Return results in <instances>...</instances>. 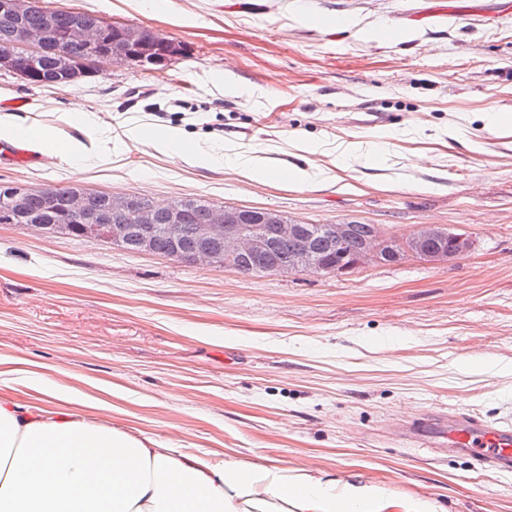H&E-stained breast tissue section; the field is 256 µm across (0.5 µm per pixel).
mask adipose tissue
<instances>
[{"mask_svg": "<svg viewBox=\"0 0 512 512\" xmlns=\"http://www.w3.org/2000/svg\"><path fill=\"white\" fill-rule=\"evenodd\" d=\"M165 152L209 166L231 162L247 177L267 170L255 157L163 140ZM43 393L45 407L16 396ZM81 396L46 374L0 371V512H384L382 488L336 484L302 469L213 463L113 428L82 408Z\"/></svg>", "mask_w": 512, "mask_h": 512, "instance_id": "1", "label": "adipose tissue"}]
</instances>
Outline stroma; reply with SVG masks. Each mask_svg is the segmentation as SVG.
Listing matches in <instances>:
<instances>
[{
  "label": "stroma",
  "instance_id": "obj_1",
  "mask_svg": "<svg viewBox=\"0 0 512 512\" xmlns=\"http://www.w3.org/2000/svg\"><path fill=\"white\" fill-rule=\"evenodd\" d=\"M46 4L184 51L62 92L0 70V116L96 157L86 168L46 152L4 161L0 182L359 221L397 238L434 224L471 247L348 275L245 276L0 224V370L32 363L112 427L215 462L378 486L388 512L417 499L435 512H512V475L398 434L438 405L512 423V128L487 119L512 114L505 0ZM75 102L93 126L68 119ZM171 131L256 156L272 176L165 154L158 137ZM344 141L382 153L343 170ZM305 162L328 184L283 179Z\"/></svg>",
  "mask_w": 512,
  "mask_h": 512
}]
</instances>
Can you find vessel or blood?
Here are the masks:
<instances>
[{"mask_svg":"<svg viewBox=\"0 0 512 512\" xmlns=\"http://www.w3.org/2000/svg\"><path fill=\"white\" fill-rule=\"evenodd\" d=\"M404 437L436 454L470 456L478 469L512 473V426L441 407L412 420Z\"/></svg>","mask_w":512,"mask_h":512,"instance_id":"1","label":"vessel or blood"}]
</instances>
